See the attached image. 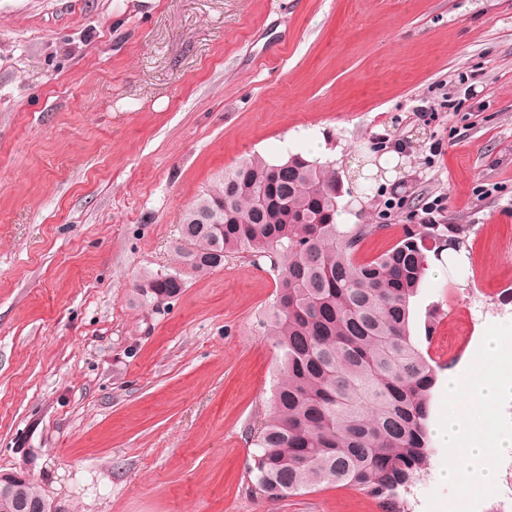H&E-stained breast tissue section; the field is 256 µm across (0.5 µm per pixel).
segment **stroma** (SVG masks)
<instances>
[{
  "instance_id": "35a3bbf8",
  "label": "stroma",
  "mask_w": 512,
  "mask_h": 512,
  "mask_svg": "<svg viewBox=\"0 0 512 512\" xmlns=\"http://www.w3.org/2000/svg\"><path fill=\"white\" fill-rule=\"evenodd\" d=\"M295 153L335 165L338 223L381 225L361 261L443 197L465 248L413 330L447 342L459 292L512 282V0H0V472L59 512H386L253 494L278 272L181 268L183 214L225 169ZM178 269V296L137 299ZM444 454L413 512L451 499ZM183 287L184 279L179 271H149L141 278L137 291L144 302L159 305L179 295ZM28 479L29 476L24 472L0 473V495H4L7 499L11 489L19 484L14 492L16 496L28 500L45 499L46 497L39 491L36 484Z\"/></svg>"
}]
</instances>
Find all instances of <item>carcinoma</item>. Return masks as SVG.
<instances>
[{"label":"carcinoma","instance_id":"1","mask_svg":"<svg viewBox=\"0 0 512 512\" xmlns=\"http://www.w3.org/2000/svg\"><path fill=\"white\" fill-rule=\"evenodd\" d=\"M339 197L327 164L255 156L186 210L179 257L201 272L247 252L279 272L267 332L281 376L260 425L255 494L278 501L336 484L400 512V492L430 460L432 391L451 367L419 347L411 302L430 258L461 255L463 228L416 224L359 264V245L384 226L336 223ZM183 287L178 271H149L137 291L159 305Z\"/></svg>","mask_w":512,"mask_h":512}]
</instances>
